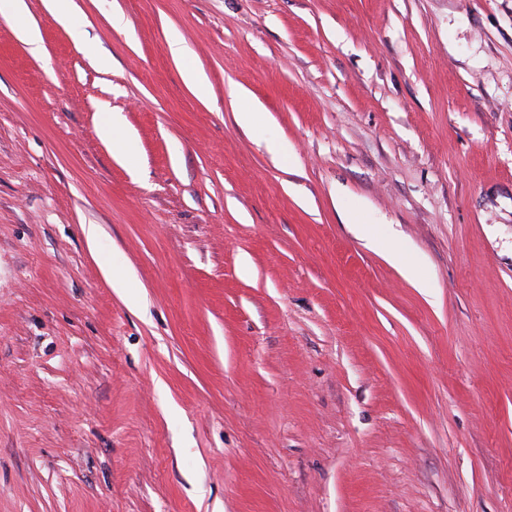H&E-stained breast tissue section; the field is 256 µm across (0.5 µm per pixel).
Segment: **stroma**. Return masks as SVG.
Returning a JSON list of instances; mask_svg holds the SVG:
<instances>
[{"label":"stroma","instance_id":"35a3bbf8","mask_svg":"<svg viewBox=\"0 0 512 512\" xmlns=\"http://www.w3.org/2000/svg\"><path fill=\"white\" fill-rule=\"evenodd\" d=\"M72 8L0 17V512H512V0ZM70 0H49V7L55 13L59 21L69 30L75 41L80 42L84 37V30L73 25L69 9ZM98 133L101 140L112 144V155L120 163L126 162L133 167L136 158L132 150L131 138L122 132V125L119 118L112 112H105Z\"/></svg>","mask_w":512,"mask_h":512}]
</instances>
